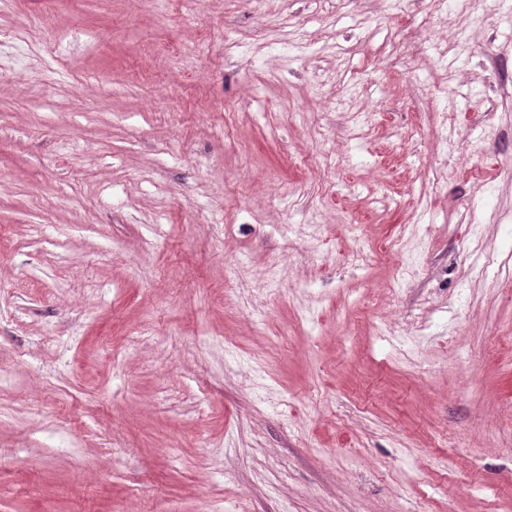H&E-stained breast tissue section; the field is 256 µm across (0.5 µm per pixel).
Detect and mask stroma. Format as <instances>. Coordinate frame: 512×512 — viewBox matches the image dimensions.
I'll return each instance as SVG.
<instances>
[{
  "label": "stroma",
  "instance_id": "obj_1",
  "mask_svg": "<svg viewBox=\"0 0 512 512\" xmlns=\"http://www.w3.org/2000/svg\"><path fill=\"white\" fill-rule=\"evenodd\" d=\"M494 2L0 0V512H512Z\"/></svg>",
  "mask_w": 512,
  "mask_h": 512
}]
</instances>
